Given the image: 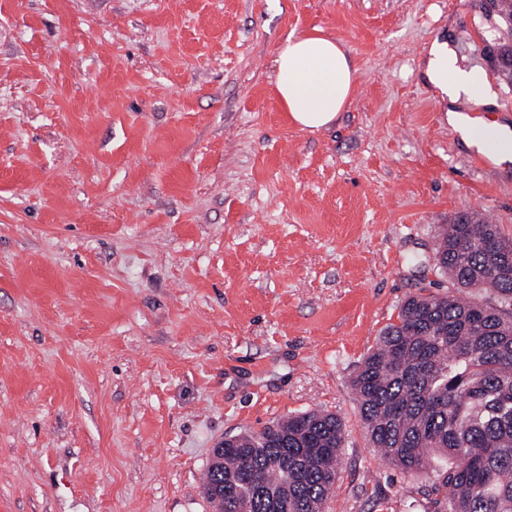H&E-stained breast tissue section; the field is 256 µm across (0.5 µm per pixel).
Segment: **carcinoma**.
Wrapping results in <instances>:
<instances>
[{
    "label": "carcinoma",
    "mask_w": 512,
    "mask_h": 512,
    "mask_svg": "<svg viewBox=\"0 0 512 512\" xmlns=\"http://www.w3.org/2000/svg\"><path fill=\"white\" fill-rule=\"evenodd\" d=\"M494 40L512 52V0H495ZM436 267L473 293L416 295L352 378L372 447L407 473L434 477L442 512H512V240L472 213L439 233ZM334 414L290 415L224 438L208 463L214 512H324L342 467Z\"/></svg>",
    "instance_id": "obj_1"
}]
</instances>
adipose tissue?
Returning a JSON list of instances; mask_svg holds the SVG:
<instances>
[{
    "label": "adipose tissue",
    "mask_w": 512,
    "mask_h": 512,
    "mask_svg": "<svg viewBox=\"0 0 512 512\" xmlns=\"http://www.w3.org/2000/svg\"><path fill=\"white\" fill-rule=\"evenodd\" d=\"M274 94L295 126L320 129L332 124L345 108L358 78L345 45L316 27L288 37L275 59ZM424 74L450 102L481 100L492 103L495 93L484 72L460 65L447 42L433 40L424 52ZM473 145H489L498 160L512 159V127L478 121L464 131Z\"/></svg>",
    "instance_id": "obj_1"
}]
</instances>
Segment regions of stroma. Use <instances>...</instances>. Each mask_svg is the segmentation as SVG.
Here are the masks:
<instances>
[{
	"label": "stroma",
	"instance_id": "35a3bbf8",
	"mask_svg": "<svg viewBox=\"0 0 512 512\" xmlns=\"http://www.w3.org/2000/svg\"><path fill=\"white\" fill-rule=\"evenodd\" d=\"M321 27L359 70L336 121L272 93ZM484 0H0V512H213L217 442L344 422L326 512H437L369 444L351 380L401 303L446 293L438 225L512 238V87L449 103L434 40L486 68ZM463 136L478 147L483 144L493 147L492 154L500 161L512 158V129L508 125L479 119L464 129Z\"/></svg>",
	"mask_w": 512,
	"mask_h": 512
}]
</instances>
